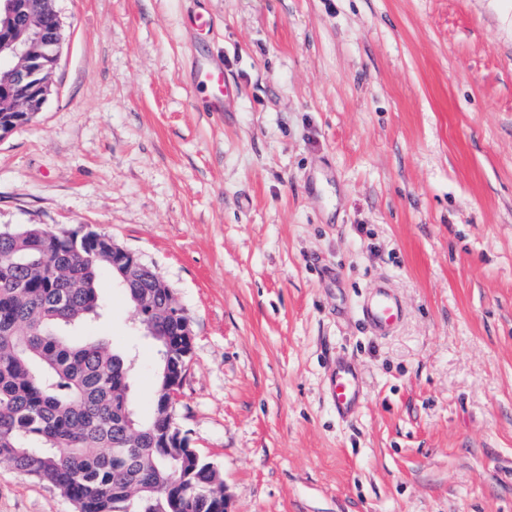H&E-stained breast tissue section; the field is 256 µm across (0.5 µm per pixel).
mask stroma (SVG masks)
Returning <instances> with one entry per match:
<instances>
[{
    "label": "stroma",
    "instance_id": "obj_1",
    "mask_svg": "<svg viewBox=\"0 0 512 512\" xmlns=\"http://www.w3.org/2000/svg\"><path fill=\"white\" fill-rule=\"evenodd\" d=\"M55 5L52 92L0 138V229L102 231L166 281L194 333L174 419L230 512H512V0ZM205 60L235 111L193 88ZM383 279L404 319L375 336ZM97 291L77 335L129 356L151 417L156 350ZM0 512L75 508L2 461ZM360 320L375 335L390 333L402 317V308L390 287L384 283H376L363 299L360 309ZM329 390L333 407L339 418H349L362 403L363 382L354 363L339 360L329 377Z\"/></svg>",
    "mask_w": 512,
    "mask_h": 512
}]
</instances>
